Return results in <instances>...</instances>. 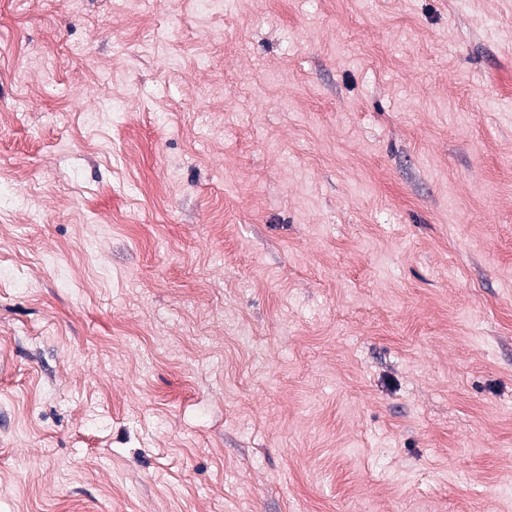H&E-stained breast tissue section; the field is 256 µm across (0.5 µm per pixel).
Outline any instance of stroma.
Segmentation results:
<instances>
[{
	"label": "stroma",
	"mask_w": 512,
	"mask_h": 512,
	"mask_svg": "<svg viewBox=\"0 0 512 512\" xmlns=\"http://www.w3.org/2000/svg\"><path fill=\"white\" fill-rule=\"evenodd\" d=\"M0 512H512V0H0Z\"/></svg>",
	"instance_id": "stroma-1"
}]
</instances>
